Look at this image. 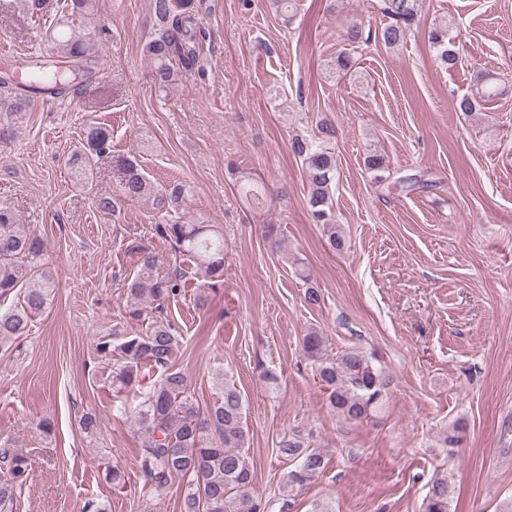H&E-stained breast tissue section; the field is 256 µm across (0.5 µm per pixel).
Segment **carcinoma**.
<instances>
[{
	"mask_svg": "<svg viewBox=\"0 0 512 512\" xmlns=\"http://www.w3.org/2000/svg\"><path fill=\"white\" fill-rule=\"evenodd\" d=\"M272 2L285 22L293 21L298 0ZM91 3L92 0H57L59 30L49 39L50 58L29 62L28 76L21 84L15 82L13 73L0 78V94L10 110L20 111L37 94L59 95L93 77L99 54L95 36L86 23ZM418 7L419 0H378V9L387 23L371 35L362 24L353 21L344 28L343 41L354 47L375 41L393 48L404 42ZM155 15L162 29L146 43L145 52L152 62V83L164 89L177 80L178 74L190 71L196 61L191 45L197 37L193 0H155ZM428 41L441 64L455 65L457 53L448 46L447 27L431 29ZM494 96L490 76L480 73L475 93L460 99L457 108L472 113ZM335 135L334 126L321 120L313 134L293 137L291 149L305 169L313 220L327 231L329 246L342 250L345 239L336 231L333 212L336 157L325 147ZM111 139L112 130L104 124L94 123L86 128L82 149L69 160L77 179L85 180L91 175L95 158L108 150ZM365 163L376 181L386 180L383 157L369 155ZM118 166L122 173L118 195L99 196L97 206L101 211L114 212L122 198L145 196L154 198L161 209L177 211L186 207L188 191L184 184L157 188L131 157L118 160ZM159 229L180 253L190 258L195 274L205 283L214 286L224 281V237L214 225L164 224ZM43 250V240L18 223L12 210L0 207V349L23 336L48 303L51 276L40 268ZM132 251L137 255V271L128 284L131 303L127 315L139 322L146 302L179 294L181 279L157 274V256L148 247L136 245ZM178 345L173 325L158 320L146 325L142 333L104 338L97 344L98 353L113 361L115 396L129 388L140 394L135 415L144 435L137 452L142 488L151 494L177 479L182 481L181 512H271L269 503L251 497L255 474L242 452L248 431L241 391L220 371L219 402L200 409L183 374L171 366ZM302 351L337 414L349 421H363L382 409L391 380L376 351L350 347L331 357L325 353L323 337L316 333L302 339ZM146 367L159 368L162 373L145 387L140 372ZM277 452L294 462L284 481L290 496L303 491L326 465L323 452L310 447L296 432L281 437ZM0 464L9 473V479L0 482V512H11L17 490L29 476L30 463L23 451L4 442L0 444ZM452 497L451 480L438 474L428 487L422 512H450Z\"/></svg>",
	"mask_w": 512,
	"mask_h": 512,
	"instance_id": "1",
	"label": "carcinoma"
}]
</instances>
